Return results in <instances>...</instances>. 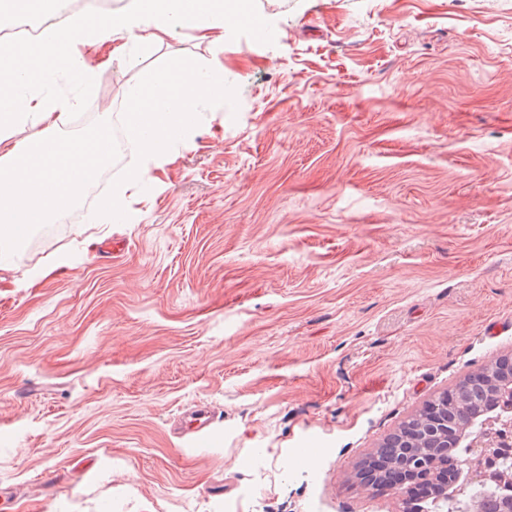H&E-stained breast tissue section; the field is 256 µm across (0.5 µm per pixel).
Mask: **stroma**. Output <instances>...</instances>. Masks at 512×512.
Listing matches in <instances>:
<instances>
[{
	"mask_svg": "<svg viewBox=\"0 0 512 512\" xmlns=\"http://www.w3.org/2000/svg\"><path fill=\"white\" fill-rule=\"evenodd\" d=\"M247 7L51 87L117 127L127 84L224 65L125 222L0 269V512H397L360 464L512 354V0Z\"/></svg>",
	"mask_w": 512,
	"mask_h": 512,
	"instance_id": "obj_1",
	"label": "stroma"
}]
</instances>
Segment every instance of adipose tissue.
Returning <instances> with one entry per match:
<instances>
[{
	"label": "adipose tissue",
	"instance_id": "obj_1",
	"mask_svg": "<svg viewBox=\"0 0 512 512\" xmlns=\"http://www.w3.org/2000/svg\"><path fill=\"white\" fill-rule=\"evenodd\" d=\"M232 20L254 24L244 0H237L230 13L224 0H128L118 11L51 27L35 41L0 43L1 255L17 250L36 225L68 208L108 156L105 132L62 137V126L81 102L44 93L43 85L62 70L76 86L92 87L96 69L84 47L109 42L113 55L120 56L125 39L160 43L180 29L220 44ZM223 97L222 63L184 61L128 85L123 122L150 167L158 169L168 161L172 146L191 134L199 105Z\"/></svg>",
	"mask_w": 512,
	"mask_h": 512
}]
</instances>
